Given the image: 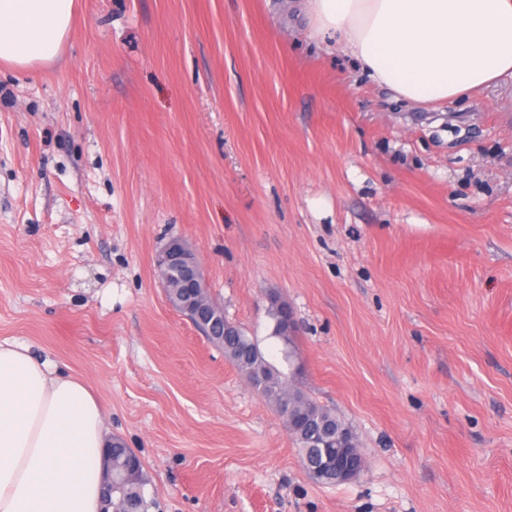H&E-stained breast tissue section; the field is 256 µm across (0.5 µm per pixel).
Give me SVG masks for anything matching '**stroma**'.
<instances>
[{
  "label": "stroma",
  "instance_id": "35a3bbf8",
  "mask_svg": "<svg viewBox=\"0 0 512 512\" xmlns=\"http://www.w3.org/2000/svg\"><path fill=\"white\" fill-rule=\"evenodd\" d=\"M282 0H75L0 64V339L83 378L150 512H512V78L395 101ZM173 238L227 318L356 430L325 487L167 303Z\"/></svg>",
  "mask_w": 512,
  "mask_h": 512
}]
</instances>
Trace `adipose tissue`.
Listing matches in <instances>:
<instances>
[{
  "instance_id": "1",
  "label": "adipose tissue",
  "mask_w": 512,
  "mask_h": 512,
  "mask_svg": "<svg viewBox=\"0 0 512 512\" xmlns=\"http://www.w3.org/2000/svg\"><path fill=\"white\" fill-rule=\"evenodd\" d=\"M395 99L442 103L512 77V0H285ZM73 0H0V61H53ZM104 410L80 378L0 339V512H99Z\"/></svg>"
}]
</instances>
